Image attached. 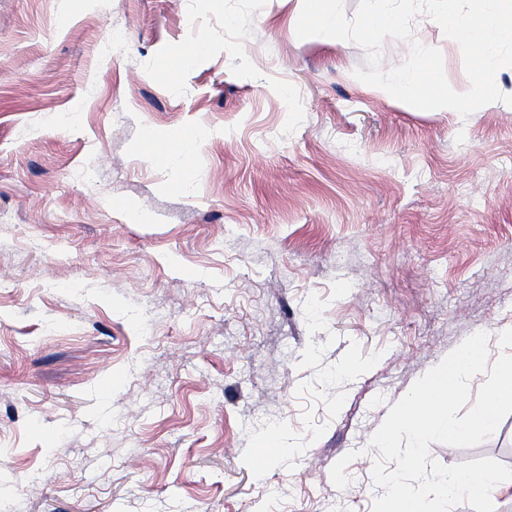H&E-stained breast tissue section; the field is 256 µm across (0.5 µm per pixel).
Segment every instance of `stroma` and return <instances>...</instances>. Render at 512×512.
<instances>
[{
	"instance_id": "1",
	"label": "stroma",
	"mask_w": 512,
	"mask_h": 512,
	"mask_svg": "<svg viewBox=\"0 0 512 512\" xmlns=\"http://www.w3.org/2000/svg\"><path fill=\"white\" fill-rule=\"evenodd\" d=\"M301 7L0 0V505L372 512L390 407L473 333L502 354L512 106L391 99ZM414 40L468 86L424 15L382 68ZM430 449L512 467V415Z\"/></svg>"
}]
</instances>
